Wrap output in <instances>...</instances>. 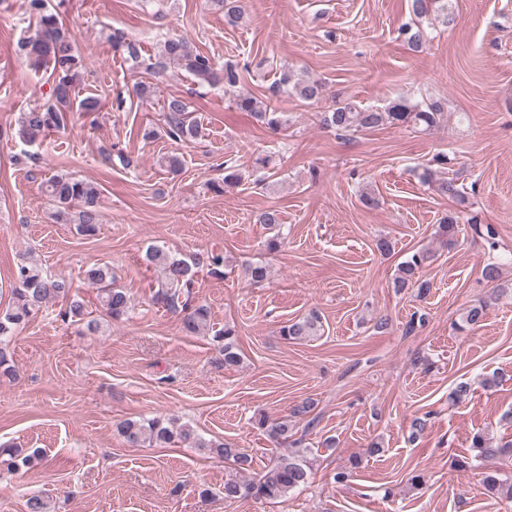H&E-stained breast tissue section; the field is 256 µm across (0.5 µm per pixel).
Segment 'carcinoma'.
<instances>
[{"mask_svg": "<svg viewBox=\"0 0 512 512\" xmlns=\"http://www.w3.org/2000/svg\"><path fill=\"white\" fill-rule=\"evenodd\" d=\"M413 18L403 24L399 33L409 48L419 52L431 41V27L424 21L431 18L443 25L454 21L451 0H410ZM25 10L35 21L36 34L18 43V48L36 66L51 68L53 88L50 99L42 105H36L22 113L17 120L18 137L28 145L42 144L48 133L65 127L67 113L94 112L100 107V100L87 96L81 100L73 97L77 77L84 65V58L78 47L74 32L66 25L57 12L49 9L48 0H24ZM211 6L224 12L230 24H235L244 13L243 0H211ZM112 47L122 52L125 58L133 62L141 58L139 45L129 39L121 29H114L110 35ZM178 64L192 74L199 84L224 85L231 94L230 102L241 112L254 115L273 131L283 132L288 128V118L282 112L272 109L269 103L252 95L235 92L240 82V74L231 64L219 65L215 60L194 48L183 37H171L163 41L161 49L149 59L146 70L155 78L163 76L170 65ZM278 84L291 92L304 104H313L326 97V85L319 79L308 75H297L290 71L282 74ZM164 135L176 144L196 142L201 138V126L193 118L189 103L180 96H171L164 100ZM448 119V100L430 97L422 101L408 98L397 99L384 107H361L350 98L332 97L328 110L321 113V123L338 132L370 131L386 124L412 127L420 131H430L442 125ZM424 182L433 190L448 197L457 204H466L464 187L459 185L457 176H446L431 168L423 174ZM45 195L52 208V219L56 223L74 224L79 234L92 236L101 223L100 195L97 184L69 173H58L45 182ZM469 224L477 223L475 217L464 218V211L449 212L437 224L436 236L448 247L456 244L457 228L461 220ZM257 223L263 224L273 232L267 241V249L274 252L281 245L280 213L276 209H267L258 215ZM428 255L417 251L402 262L394 278V287L408 288L418 285V293L424 295L429 283L418 278ZM147 264L156 268L161 276L154 301L167 309L182 314V328L187 334H198L207 327L208 311L204 306H195L189 299L194 277L203 269L217 270L224 265V257L212 252H197L190 259L180 258L160 247H150L145 252ZM18 287L12 290L11 302L0 309V377L10 379L15 374L13 356L8 348L7 339L21 326L47 305L59 298L67 301L66 309L61 313L65 319L86 320L87 329H98L95 318L86 319L83 303L70 297L72 284L60 277L44 271L34 253L30 252L17 265L14 273ZM89 284L98 290V299L104 314L117 320L127 315L131 308L130 297L126 291L114 285L112 270L104 264L92 266L85 271ZM488 304L485 301L475 303L466 310L461 318L459 329H472L483 321ZM320 328V316L311 312L297 320H290L280 328L284 339L296 340L317 334ZM214 341L219 346L218 361L224 367L240 365L242 361L234 328L226 326L215 331ZM313 403L305 400L295 406L289 416L271 421L262 413L254 417V424L266 430L278 443L299 445L293 438L291 422L309 414ZM118 432L131 447H165L175 441L193 445L209 454L224 459L231 465L233 473L224 480V501L229 503L253 498L275 502L291 492L307 485L310 478V466L303 448L278 456L273 463L249 477L241 472L251 467V458L241 449L228 443L206 440L195 433L187 424L175 425L174 420L161 417L149 419H126L118 424ZM471 448L475 458L502 459L512 457V443L498 444L486 435L477 434L472 439ZM44 460V454L38 448L0 447V469L17 472L37 466ZM483 485L487 492L500 500L512 502V481L502 479L496 472H487L483 476Z\"/></svg>", "mask_w": 512, "mask_h": 512, "instance_id": "carcinoma-1", "label": "carcinoma"}]
</instances>
